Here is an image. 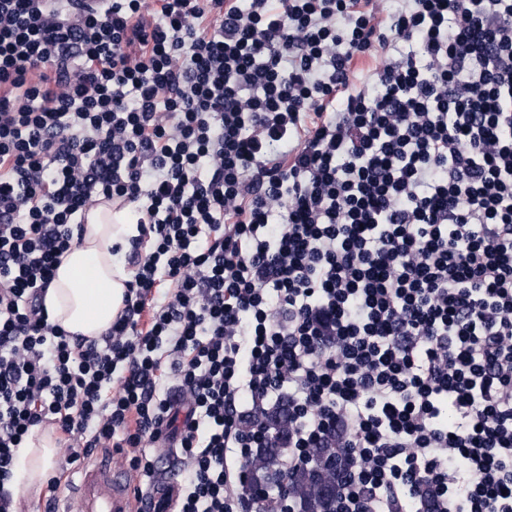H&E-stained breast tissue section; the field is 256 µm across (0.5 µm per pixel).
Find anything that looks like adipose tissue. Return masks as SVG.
Masks as SVG:
<instances>
[{
  "label": "adipose tissue",
  "instance_id": "obj_1",
  "mask_svg": "<svg viewBox=\"0 0 512 512\" xmlns=\"http://www.w3.org/2000/svg\"><path fill=\"white\" fill-rule=\"evenodd\" d=\"M137 234L124 214L101 203L88 212L79 246L65 254L45 299L52 319L72 333L97 337L112 324L122 305L127 273L117 256ZM57 449L47 437L28 441L19 449L14 484H32L52 467Z\"/></svg>",
  "mask_w": 512,
  "mask_h": 512
}]
</instances>
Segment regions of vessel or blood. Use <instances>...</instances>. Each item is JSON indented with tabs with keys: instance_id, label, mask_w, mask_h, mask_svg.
<instances>
[{
	"instance_id": "obj_1",
	"label": "vessel or blood",
	"mask_w": 512,
	"mask_h": 512,
	"mask_svg": "<svg viewBox=\"0 0 512 512\" xmlns=\"http://www.w3.org/2000/svg\"><path fill=\"white\" fill-rule=\"evenodd\" d=\"M69 490L82 501L83 512H136L138 508L129 478L98 458L82 464L78 481Z\"/></svg>"
}]
</instances>
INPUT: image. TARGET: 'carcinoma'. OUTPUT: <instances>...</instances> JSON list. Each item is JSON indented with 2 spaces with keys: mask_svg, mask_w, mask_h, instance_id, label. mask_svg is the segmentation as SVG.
I'll list each match as a JSON object with an SVG mask.
<instances>
[{
  "mask_svg": "<svg viewBox=\"0 0 512 512\" xmlns=\"http://www.w3.org/2000/svg\"><path fill=\"white\" fill-rule=\"evenodd\" d=\"M309 468L288 472L282 449L261 448L251 462L259 481L268 486L285 484L299 503L301 512H330L332 497L324 492L328 485L341 489L347 471V458L341 448H312Z\"/></svg>",
  "mask_w": 512,
  "mask_h": 512,
  "instance_id": "obj_1",
  "label": "carcinoma"
}]
</instances>
